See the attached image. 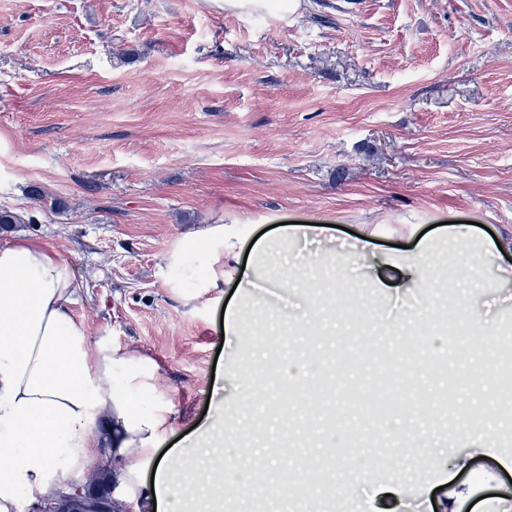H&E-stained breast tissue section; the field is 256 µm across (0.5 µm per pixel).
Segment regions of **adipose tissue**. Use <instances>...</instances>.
Instances as JSON below:
<instances>
[{
	"mask_svg": "<svg viewBox=\"0 0 512 512\" xmlns=\"http://www.w3.org/2000/svg\"><path fill=\"white\" fill-rule=\"evenodd\" d=\"M197 240L205 246L207 287L232 280L249 288L260 280L256 266H234L235 231L215 224ZM79 300L66 266L49 247L22 236L0 244V512H15L21 493L45 498L74 484L101 448L110 449L116 463L113 484L143 490L156 512H182V502L203 487L224 512H239L250 479L238 460L249 454L255 435L240 417L256 402L249 373L233 378L235 413H222L211 426L228 444L219 477L176 479L159 454L174 408L156 383L158 364L93 338L72 311ZM415 416L414 408L399 407L394 429L400 441L431 460V481L468 466V451L447 457L419 442ZM377 484L362 512H408L406 484Z\"/></svg>",
	"mask_w": 512,
	"mask_h": 512,
	"instance_id": "1",
	"label": "adipose tissue"
}]
</instances>
